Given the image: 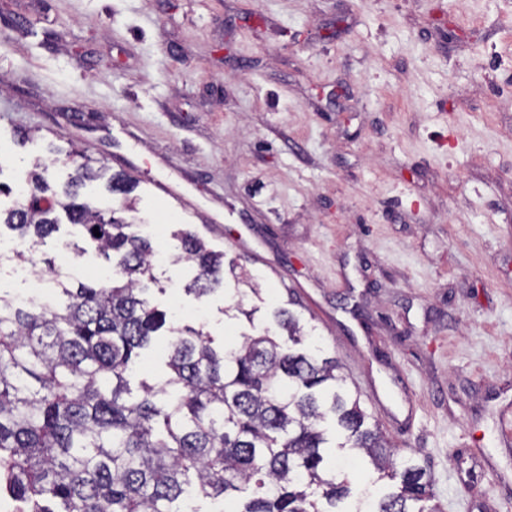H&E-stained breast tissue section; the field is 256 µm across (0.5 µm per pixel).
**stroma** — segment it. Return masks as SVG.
Returning a JSON list of instances; mask_svg holds the SVG:
<instances>
[{
  "instance_id": "stroma-1",
  "label": "stroma",
  "mask_w": 512,
  "mask_h": 512,
  "mask_svg": "<svg viewBox=\"0 0 512 512\" xmlns=\"http://www.w3.org/2000/svg\"><path fill=\"white\" fill-rule=\"evenodd\" d=\"M74 150L250 277L155 304L218 348L291 305L443 512H512V0H0V184Z\"/></svg>"
}]
</instances>
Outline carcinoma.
<instances>
[{
  "label": "carcinoma",
  "mask_w": 512,
  "mask_h": 512,
  "mask_svg": "<svg viewBox=\"0 0 512 512\" xmlns=\"http://www.w3.org/2000/svg\"><path fill=\"white\" fill-rule=\"evenodd\" d=\"M80 158L62 195L38 162L22 202L0 209L19 256L44 264L61 294L21 306L0 287V500L17 512H199L184 508L192 496L220 498L227 512H350L339 504L357 495L344 467L355 453L399 481L370 512H434L426 469L369 421L340 363L287 308L274 312L286 344L266 328L218 350L200 329H169L165 377L132 388L167 325L147 294L156 251L122 216L132 204L85 200L104 166ZM107 188L126 196L133 183L114 175ZM58 208L80 230L74 249L101 255L109 281L74 282L44 257ZM167 260L194 271L185 291L198 298L224 282V254L190 230Z\"/></svg>",
  "instance_id": "1"
}]
</instances>
